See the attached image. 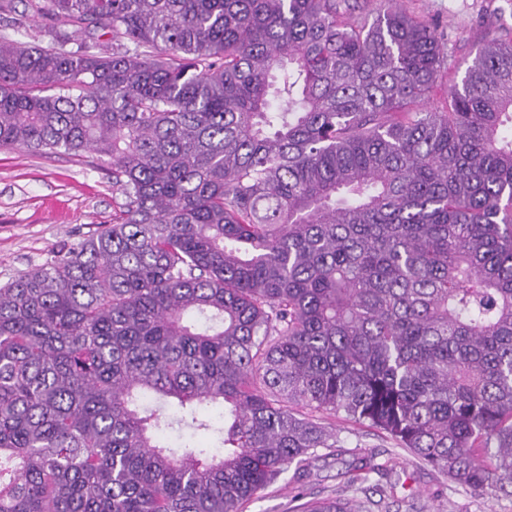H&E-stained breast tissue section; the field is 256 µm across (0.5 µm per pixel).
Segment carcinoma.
Here are the masks:
<instances>
[{"label":"carcinoma","instance_id":"1","mask_svg":"<svg viewBox=\"0 0 512 512\" xmlns=\"http://www.w3.org/2000/svg\"><path fill=\"white\" fill-rule=\"evenodd\" d=\"M378 4L25 0L0 150L107 158L122 201L0 286V512H242L325 414L512 495V41L429 108L444 35ZM14 6V12L0 15V17H2L0 18V29L1 27L4 29L10 24H13L12 21L21 22V31L24 36L14 35L11 29H6V31L13 38H19L23 41L29 42L36 41L43 45L46 44L50 39L48 32L51 29V22L43 18L29 17V13L25 11L24 4H22L19 0H14Z\"/></svg>","mask_w":512,"mask_h":512}]
</instances>
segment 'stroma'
<instances>
[{
    "label": "stroma",
    "instance_id": "stroma-1",
    "mask_svg": "<svg viewBox=\"0 0 512 512\" xmlns=\"http://www.w3.org/2000/svg\"><path fill=\"white\" fill-rule=\"evenodd\" d=\"M406 11L438 22L451 63L464 71L483 42L512 39V0H401ZM119 200L112 172L97 155L0 150V284L43 264L53 252L111 223ZM323 422L342 445L305 473H287L259 491L243 512H294L299 500L349 499L350 469L389 462L394 497L370 494L364 512H512V496H477L421 465L379 430L344 416Z\"/></svg>",
    "mask_w": 512,
    "mask_h": 512
}]
</instances>
